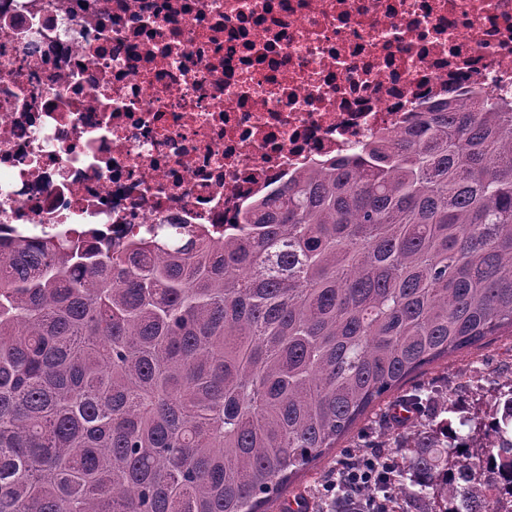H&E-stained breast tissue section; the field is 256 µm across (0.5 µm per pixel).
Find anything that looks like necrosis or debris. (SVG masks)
Here are the masks:
<instances>
[{"mask_svg": "<svg viewBox=\"0 0 512 512\" xmlns=\"http://www.w3.org/2000/svg\"><path fill=\"white\" fill-rule=\"evenodd\" d=\"M478 92L512 99V0H0V236L220 233Z\"/></svg>", "mask_w": 512, "mask_h": 512, "instance_id": "4bbe7bcc", "label": "necrosis or debris"}]
</instances>
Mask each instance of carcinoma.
Segmentation results:
<instances>
[{
	"instance_id": "cac0c4a2",
	"label": "carcinoma",
	"mask_w": 512,
	"mask_h": 512,
	"mask_svg": "<svg viewBox=\"0 0 512 512\" xmlns=\"http://www.w3.org/2000/svg\"><path fill=\"white\" fill-rule=\"evenodd\" d=\"M161 228L0 240V512H266L413 373L512 330V102H441L222 235ZM493 409L475 447L390 434L416 474L390 512H501L512 389Z\"/></svg>"
}]
</instances>
